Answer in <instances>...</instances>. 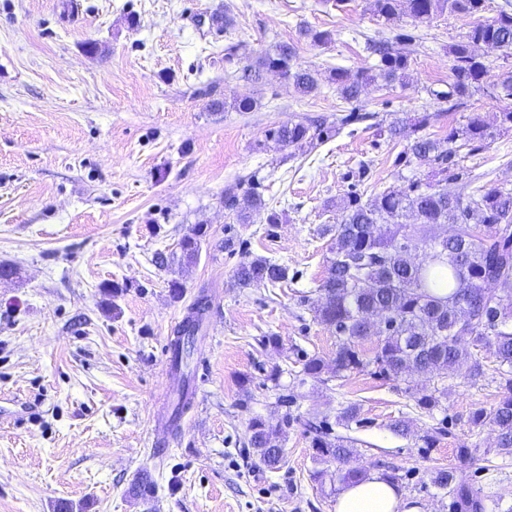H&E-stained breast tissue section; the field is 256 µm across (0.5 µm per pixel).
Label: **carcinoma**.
<instances>
[{
	"label": "carcinoma",
	"instance_id": "1",
	"mask_svg": "<svg viewBox=\"0 0 512 512\" xmlns=\"http://www.w3.org/2000/svg\"><path fill=\"white\" fill-rule=\"evenodd\" d=\"M486 0H374L377 14L388 19L408 18L413 24L429 23L449 12L476 16L485 10ZM493 46L512 55V13L502 10L497 17L474 23L465 39L450 48L453 56L448 90L435 92V98L448 102V111L461 107L471 88L487 75L482 50ZM366 50L379 56L378 63L350 75L343 68L330 72L341 98L351 101L362 88L381 76L402 80L409 67V53L394 50L384 40L369 39ZM296 52L288 43L246 64L242 78L256 81L265 71H274L300 93L318 88L315 76L294 62ZM431 120L427 112L416 118H397L389 126L394 137L410 128L415 137L405 155L434 166L436 183L411 180L404 187L389 188L362 202L358 193L348 197L341 220L326 228L331 235L329 266L319 284L320 304L315 308L321 323L332 327L339 337L334 364L336 375L361 371L373 364L386 378L405 372L428 374L443 380L448 372L468 365L469 379L487 375L502 390L496 408L477 409L471 414L475 425H491L497 432L496 451L512 456V234L499 235L498 225H512V188L479 185L470 193L457 190L461 174L450 165L456 153L453 144L475 151L498 131L512 130V110L496 115L495 125L473 112L464 124L448 134V149L419 131ZM335 131V125L317 120L300 121L273 131V138L284 146L314 148ZM230 206L246 211L262 206L261 197L247 192L242 198L228 199ZM412 216L415 222L402 219ZM452 224L457 234L442 237L437 226ZM416 237L410 255L401 240ZM198 231L185 235L180 243L182 259H197ZM236 279L242 287L275 285L288 279V269L266 259L240 263ZM495 279L500 287L491 291L483 282ZM207 301L200 299L188 309L177 336L171 340L173 363L184 361L181 340L197 332ZM379 310L391 316L393 326L383 332L374 359L360 358L358 345L373 335L363 316ZM489 348L493 365L486 366L471 348ZM419 408L431 413L439 399L425 387L414 392ZM249 444L259 462L275 469L281 462L274 442L280 438L279 425L260 417L249 420ZM312 447L320 460L346 463L352 449L344 440L331 437L321 425H309ZM431 482L448 490L456 512H485L488 496L476 491L454 468L431 472Z\"/></svg>",
	"mask_w": 512,
	"mask_h": 512
}]
</instances>
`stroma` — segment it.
<instances>
[{
	"instance_id": "stroma-1",
	"label": "stroma",
	"mask_w": 512,
	"mask_h": 512,
	"mask_svg": "<svg viewBox=\"0 0 512 512\" xmlns=\"http://www.w3.org/2000/svg\"><path fill=\"white\" fill-rule=\"evenodd\" d=\"M224 10L230 25L213 26ZM471 23L447 13L415 27L379 16L373 0H0V265L16 269L0 277V512H335L337 464L317 461L307 430L322 420L349 440L351 466L396 474L402 512H452L429 478L440 467L490 495L487 512H512V457L497 454L493 427L470 421L496 407L497 383L459 367L425 412L412 394L427 375L337 376L336 332L314 313L325 228L347 193L367 201L432 178L431 165L403 158L409 135L392 139L384 127L428 112L425 133L443 144L470 113L512 109L495 87L508 64L496 48L484 49L489 73L466 107L434 98L448 88V48ZM308 29L333 40L314 44ZM404 30L417 38L405 81L341 99L331 69L373 66L366 39ZM283 42L316 73V92L301 95L270 71L241 79L245 58ZM231 44L240 57L228 62ZM246 97L252 111L217 106ZM353 110L364 121L336 127ZM318 116L335 131L316 147L272 137ZM455 161L463 192L473 175L512 187V131ZM248 189L264 206L242 217L225 195ZM272 210L280 223H267ZM195 228L204 235L188 265L179 242ZM254 258L286 266L287 281L239 286V263ZM203 296L183 376L169 343ZM312 357L324 370L307 379ZM185 383L193 404L153 448L158 411ZM255 416L284 426L278 469L248 444ZM399 420L407 434L393 431ZM142 473L153 482L147 502L128 493Z\"/></svg>"
}]
</instances>
